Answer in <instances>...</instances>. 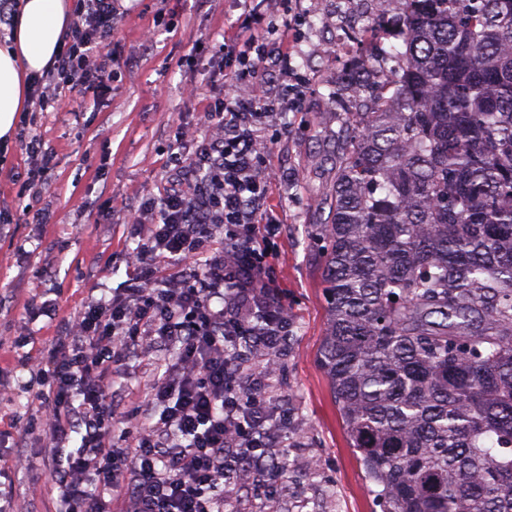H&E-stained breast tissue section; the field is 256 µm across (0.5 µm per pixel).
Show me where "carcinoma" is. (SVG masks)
<instances>
[{"mask_svg": "<svg viewBox=\"0 0 512 512\" xmlns=\"http://www.w3.org/2000/svg\"><path fill=\"white\" fill-rule=\"evenodd\" d=\"M346 113L319 363L383 512H512V0H403Z\"/></svg>", "mask_w": 512, "mask_h": 512, "instance_id": "carcinoma-1", "label": "carcinoma"}]
</instances>
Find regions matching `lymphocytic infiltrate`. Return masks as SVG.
Returning a JSON list of instances; mask_svg holds the SVG:
<instances>
[{
    "label": "lymphocytic infiltrate",
    "instance_id": "f902f5d3",
    "mask_svg": "<svg viewBox=\"0 0 512 512\" xmlns=\"http://www.w3.org/2000/svg\"><path fill=\"white\" fill-rule=\"evenodd\" d=\"M80 2L52 67L31 79L36 111L63 92L82 95L112 79L104 51L119 23L112 0ZM276 32L242 25L225 34L224 55L254 80L253 95L230 92L205 109L209 132L191 157L175 141L170 162L184 184L154 203L151 234L126 257L136 276L124 297L99 299L64 320L63 336L40 358L36 397L55 449L48 470L59 512H112L116 499L126 512H223L225 500L242 493L238 472H260L268 484L281 476L267 461L271 397L249 384L241 352L248 344L278 352L288 340V310L268 285L266 243L255 235L259 224L269 235L279 231L263 211L275 174L256 138L272 108L266 66ZM16 141L34 161L21 186L29 198L22 214L45 222L40 198L53 156L32 122L22 123ZM215 224L224 227L219 253L207 250ZM172 264L174 278H160ZM150 349L173 357L149 396L115 397V380L128 376L134 354ZM118 426L119 443L111 437ZM75 431L82 441L70 451Z\"/></svg>",
    "mask_w": 512,
    "mask_h": 512
}]
</instances>
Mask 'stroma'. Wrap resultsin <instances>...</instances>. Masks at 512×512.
Segmentation results:
<instances>
[{"mask_svg": "<svg viewBox=\"0 0 512 512\" xmlns=\"http://www.w3.org/2000/svg\"><path fill=\"white\" fill-rule=\"evenodd\" d=\"M265 20L277 23L292 46L290 74L268 91L277 97L257 135L279 172L264 207L282 226L270 238L267 274L293 323V344L267 383L290 420L275 455L288 472L263 498L265 512H381L371 483L349 444L319 349L327 327L323 295V218L316 204L329 196L342 143L344 113L362 99L337 76L351 55H327L335 43L334 0H263ZM122 24L109 51L112 79L85 94L83 111L43 113L39 131L54 156L47 175V224L27 223L20 177L30 165L17 144L0 149V460L23 459L12 477L13 512H57L58 495L46 469L53 454L33 420L39 381L20 357H37L57 336V319L91 301L121 295L131 270L125 257L147 238L153 216L132 226L134 208L156 199L174 179L170 147L177 131L205 134V107L225 94L249 95L251 84L229 82L234 67L216 45L241 23L237 0H132L119 7ZM195 80V95L185 92ZM302 82L301 104L282 86ZM55 300L56 319L30 312L32 301Z\"/></svg>", "mask_w": 512, "mask_h": 512, "instance_id": "stroma-1", "label": "stroma"}]
</instances>
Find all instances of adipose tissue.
Here are the masks:
<instances>
[{"label":"adipose tissue","instance_id":"adipose-tissue-1","mask_svg":"<svg viewBox=\"0 0 512 512\" xmlns=\"http://www.w3.org/2000/svg\"><path fill=\"white\" fill-rule=\"evenodd\" d=\"M74 0H21L9 48H0V144L9 143L28 100V77L50 69Z\"/></svg>","mask_w":512,"mask_h":512}]
</instances>
